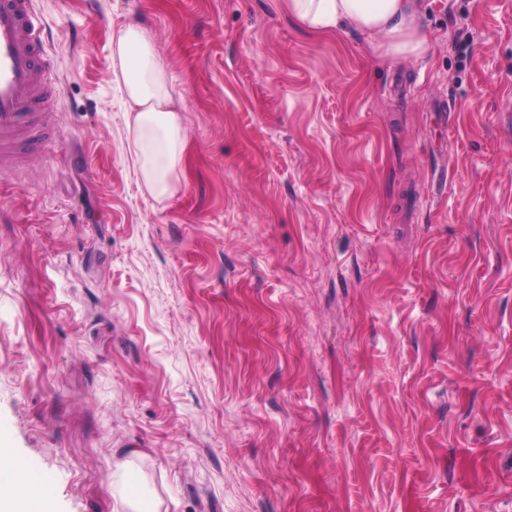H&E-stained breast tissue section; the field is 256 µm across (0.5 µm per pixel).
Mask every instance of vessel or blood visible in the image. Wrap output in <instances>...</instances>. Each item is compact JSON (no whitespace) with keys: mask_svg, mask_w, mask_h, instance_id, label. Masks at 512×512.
<instances>
[{"mask_svg":"<svg viewBox=\"0 0 512 512\" xmlns=\"http://www.w3.org/2000/svg\"><path fill=\"white\" fill-rule=\"evenodd\" d=\"M54 62L33 0H0V171L42 158L56 139L42 122Z\"/></svg>","mask_w":512,"mask_h":512,"instance_id":"1","label":"vessel or blood"}]
</instances>
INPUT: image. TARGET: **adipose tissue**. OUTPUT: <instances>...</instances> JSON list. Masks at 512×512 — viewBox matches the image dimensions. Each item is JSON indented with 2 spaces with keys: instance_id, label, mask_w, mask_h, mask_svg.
Here are the masks:
<instances>
[{
  "instance_id": "obj_1",
  "label": "adipose tissue",
  "mask_w": 512,
  "mask_h": 512,
  "mask_svg": "<svg viewBox=\"0 0 512 512\" xmlns=\"http://www.w3.org/2000/svg\"><path fill=\"white\" fill-rule=\"evenodd\" d=\"M288 13L312 31L369 34L392 60H408L428 48L417 0H288ZM112 68L126 97V123L134 133L141 173L158 194H169L188 133L174 107L166 67L144 29L130 23L114 35ZM2 469L11 470L12 479L0 483V498L20 504L22 512H51L49 487L33 473L17 470L12 449L0 445ZM116 475L129 512H158V498L145 494L131 461L117 463Z\"/></svg>"
}]
</instances>
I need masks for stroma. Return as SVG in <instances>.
Masks as SVG:
<instances>
[{"label":"stroma","instance_id":"stroma-1","mask_svg":"<svg viewBox=\"0 0 512 512\" xmlns=\"http://www.w3.org/2000/svg\"><path fill=\"white\" fill-rule=\"evenodd\" d=\"M387 60L285 0H34L58 142L0 173V442L52 512H512V0ZM188 139L143 180L112 37ZM123 502L130 512H158L157 496H147L142 489L140 477L134 470L130 460H122L116 464Z\"/></svg>","mask_w":512,"mask_h":512}]
</instances>
